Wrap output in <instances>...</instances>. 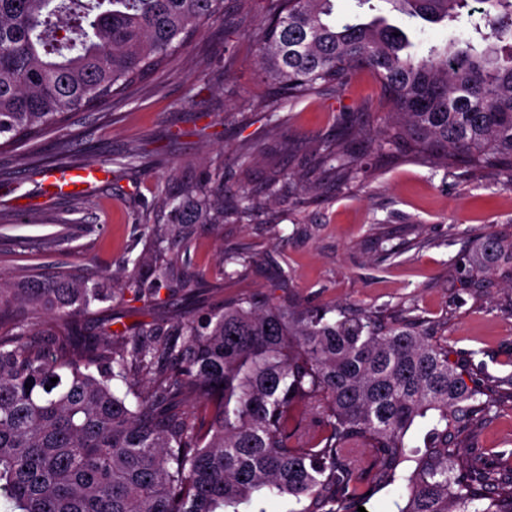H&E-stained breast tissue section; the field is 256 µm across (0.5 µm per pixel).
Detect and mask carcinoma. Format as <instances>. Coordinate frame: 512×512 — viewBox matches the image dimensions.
Listing matches in <instances>:
<instances>
[{"mask_svg":"<svg viewBox=\"0 0 512 512\" xmlns=\"http://www.w3.org/2000/svg\"><path fill=\"white\" fill-rule=\"evenodd\" d=\"M334 2L269 0L266 78L294 97L367 69L404 155L512 179V45L415 56L403 29L338 23ZM386 2L512 39V0ZM223 15L224 0H0V145L124 92ZM354 134L374 141L340 133L345 180ZM171 181V223L143 225L152 247L111 275L0 273V512H357L396 484L394 512H512V464L461 446L496 390L414 317L241 297L112 329L115 300L152 305L197 283L182 253L196 225L224 226V171ZM505 266L512 278V239L488 236L470 278Z\"/></svg>","mask_w":512,"mask_h":512,"instance_id":"obj_1","label":"carcinoma"}]
</instances>
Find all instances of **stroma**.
Returning a JSON list of instances; mask_svg holds the SVG:
<instances>
[{
  "mask_svg": "<svg viewBox=\"0 0 512 512\" xmlns=\"http://www.w3.org/2000/svg\"><path fill=\"white\" fill-rule=\"evenodd\" d=\"M377 13L408 29L418 53L465 35L385 0ZM266 19L265 0H224L223 19L146 83L0 151V271L76 264L111 273L142 225L168 223L171 172L197 177L223 166L226 200L256 195L261 207L228 215L223 231L199 228L186 259L202 288L148 307L117 303L114 317L162 321L270 294L300 306L414 308L434 340L470 354L500 386V406L473 446L512 453V285L501 274L482 288L464 285L480 239L512 225V180L495 168H434L381 138L372 149L352 140L354 177L338 179L337 161L321 151L352 120L380 133L390 104L366 70L339 90L280 95L259 66L256 32ZM134 151L138 163L126 165ZM92 160L106 163L104 182L82 195L48 190L51 170ZM275 169L299 177L274 183Z\"/></svg>",
  "mask_w": 512,
  "mask_h": 512,
  "instance_id": "obj_1",
  "label": "stroma"
}]
</instances>
